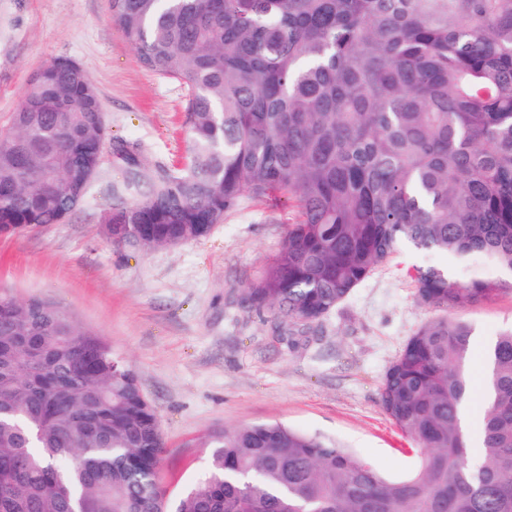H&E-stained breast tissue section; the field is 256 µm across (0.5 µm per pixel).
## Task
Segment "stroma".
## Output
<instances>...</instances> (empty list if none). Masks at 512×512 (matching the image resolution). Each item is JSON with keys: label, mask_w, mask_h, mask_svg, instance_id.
<instances>
[{"label": "stroma", "mask_w": 512, "mask_h": 512, "mask_svg": "<svg viewBox=\"0 0 512 512\" xmlns=\"http://www.w3.org/2000/svg\"><path fill=\"white\" fill-rule=\"evenodd\" d=\"M69 58L94 83L107 133L82 206L60 224L0 235V290L71 315L129 364L155 408L166 446L159 481L168 499L208 468L212 432L272 421L333 438L378 471L401 478L418 451L384 411L382 378L435 312L405 275L447 258L401 247L313 330L280 335L272 309L245 308L244 290L281 249L293 201L243 196L202 239L176 246L113 247L103 230L128 164L114 145L135 148L141 167L187 163L188 89L143 67L114 26L108 0H0V131L8 130L32 79ZM467 283H496L489 299L453 311L485 349L512 326V277L475 258L458 266Z\"/></svg>", "instance_id": "obj_1"}]
</instances>
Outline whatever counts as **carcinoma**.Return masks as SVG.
<instances>
[{"mask_svg":"<svg viewBox=\"0 0 512 512\" xmlns=\"http://www.w3.org/2000/svg\"><path fill=\"white\" fill-rule=\"evenodd\" d=\"M146 69L191 90L190 161L135 167L105 217L125 243L206 237L249 194L298 210L245 289L280 325L309 328L407 243L512 276V0H108ZM96 88L56 58L0 134V229L65 220L97 172ZM442 311L380 386L419 451L392 479L357 451L269 422L214 432L208 469L168 505L157 414L112 348L41 300L0 291V512H512V327L486 359L476 463L462 427L470 325L448 311L497 284L412 269Z\"/></svg>","mask_w":512,"mask_h":512,"instance_id":"cac0c4a2","label":"carcinoma"}]
</instances>
